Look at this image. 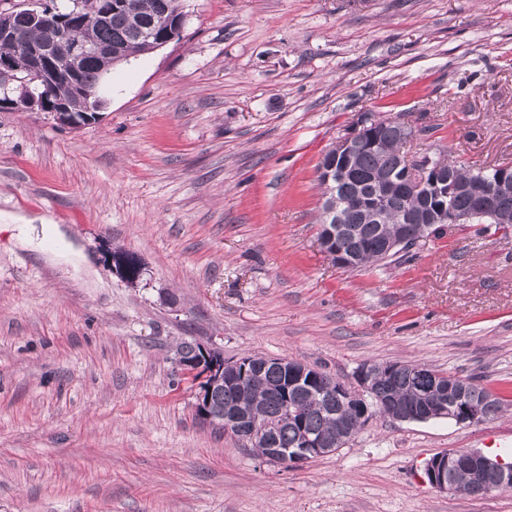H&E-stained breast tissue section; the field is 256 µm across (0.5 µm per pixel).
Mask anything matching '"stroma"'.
Listing matches in <instances>:
<instances>
[{
  "instance_id": "1",
  "label": "stroma",
  "mask_w": 512,
  "mask_h": 512,
  "mask_svg": "<svg viewBox=\"0 0 512 512\" xmlns=\"http://www.w3.org/2000/svg\"><path fill=\"white\" fill-rule=\"evenodd\" d=\"M182 9L178 39L112 68L95 123L0 112V512H512V490L425 477L446 450L512 460V233L461 224L345 271L318 245L316 181L367 113L405 114L410 155L512 162V0ZM184 341L349 385L415 362L503 408L469 427L376 414L335 453L271 465L198 419Z\"/></svg>"
}]
</instances>
